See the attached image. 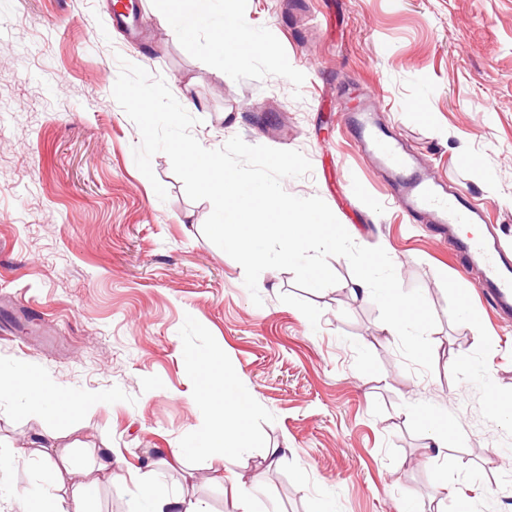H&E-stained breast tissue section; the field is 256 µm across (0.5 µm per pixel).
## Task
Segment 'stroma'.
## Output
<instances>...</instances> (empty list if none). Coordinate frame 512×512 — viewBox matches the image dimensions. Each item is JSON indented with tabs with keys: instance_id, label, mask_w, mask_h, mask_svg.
<instances>
[{
	"instance_id": "1",
	"label": "stroma",
	"mask_w": 512,
	"mask_h": 512,
	"mask_svg": "<svg viewBox=\"0 0 512 512\" xmlns=\"http://www.w3.org/2000/svg\"><path fill=\"white\" fill-rule=\"evenodd\" d=\"M112 3L0 0V376L22 362L69 400L100 396L56 431L118 460L101 512H127L143 482L236 512L219 470L261 488L255 512H458L443 481L473 512H512V494L489 493L512 480V423L486 393L512 399V318L494 314L435 225L387 203L343 123L376 98L380 124L512 244V0H234L264 44L240 66L211 47L224 0H196L174 25L158 0H137L140 40L114 25ZM122 57L165 80L203 147L237 135L306 156L311 173L284 189L320 197L422 291L437 320L431 373L406 370L377 306L353 296L345 258H330L338 282L318 292L264 270L252 303L242 266L202 232L211 203L187 197L166 154L151 159L154 179L136 167L139 130L112 96ZM212 351L225 396L252 418L230 457L211 445L216 402L202 395ZM443 418L455 427L439 454L426 432ZM43 427L21 398L0 397V512H21L24 490L54 494L41 459L13 454ZM274 447L286 453L270 467ZM166 448L181 465L160 461Z\"/></svg>"
}]
</instances>
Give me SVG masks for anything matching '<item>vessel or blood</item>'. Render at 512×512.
<instances>
[{"label": "vessel or blood", "mask_w": 512, "mask_h": 512, "mask_svg": "<svg viewBox=\"0 0 512 512\" xmlns=\"http://www.w3.org/2000/svg\"><path fill=\"white\" fill-rule=\"evenodd\" d=\"M377 110L374 102H364L348 114L346 125L360 152L386 173L389 202L437 226L468 267L477 268L475 286L480 293L499 313L512 315V250L501 243L485 209L466 190L417 167L403 141L375 122Z\"/></svg>", "instance_id": "b4317fda"}]
</instances>
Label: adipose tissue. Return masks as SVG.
Returning a JSON list of instances; mask_svg holds the SVG:
<instances>
[{
  "label": "adipose tissue",
  "mask_w": 512,
  "mask_h": 512,
  "mask_svg": "<svg viewBox=\"0 0 512 512\" xmlns=\"http://www.w3.org/2000/svg\"><path fill=\"white\" fill-rule=\"evenodd\" d=\"M212 45L235 61L248 59L262 48V43L249 30L246 22L233 10L225 6L222 27L215 31ZM0 394L22 396L27 409L36 417L45 420H61L75 414H87L95 410L98 399L89 395L77 402L63 399L61 387L32 371L26 364H18L14 373L0 377ZM214 428L211 441L214 447L232 453L241 449L249 436V414L247 405L239 400H223L215 409ZM33 452L43 457L48 467L47 481L57 488H70L69 507L64 512H95L87 467L78 460L71 448L58 444L53 432L42 434L34 442Z\"/></svg>",
  "instance_id": "obj_1"
}]
</instances>
